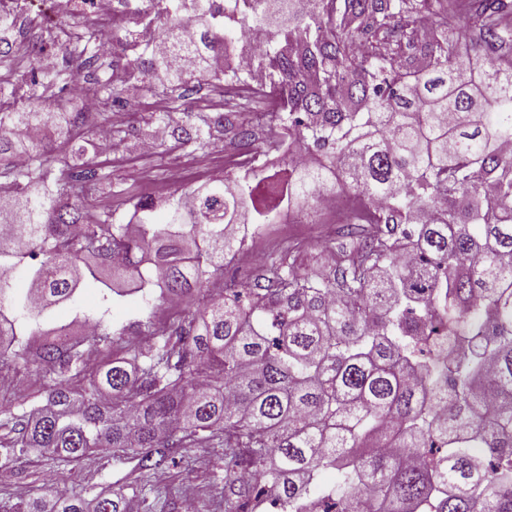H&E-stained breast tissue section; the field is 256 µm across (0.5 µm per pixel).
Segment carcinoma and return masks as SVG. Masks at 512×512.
<instances>
[{
  "mask_svg": "<svg viewBox=\"0 0 512 512\" xmlns=\"http://www.w3.org/2000/svg\"><path fill=\"white\" fill-rule=\"evenodd\" d=\"M450 2L224 0L221 12L213 0H168L154 23L184 65L145 50L116 60L93 85L104 108L92 124L59 93L94 50L61 43L66 63L43 71L46 40L18 56L15 20L0 15V68L12 74L0 98L28 88L20 110L0 112V370L42 373L44 395L28 411L0 403V469L34 450L59 463L110 451L130 474L157 472L206 445L224 449L229 512H512V55L500 53L512 4L463 0L480 69L450 39ZM245 29L263 37L261 88L215 66L237 56ZM141 74L153 83L140 91L163 93L168 112L203 82L238 96L237 112H188L178 125L150 113L145 125L167 127L175 145L203 151L226 128L247 142L254 124L239 114L270 108L267 142L287 134L319 161L291 154L282 178L251 157L243 176L185 191L188 206L174 198L163 224L147 197L122 216L95 211L88 198L110 173L95 162L94 127ZM39 129L66 138L68 154L33 139ZM340 189L357 211L339 266L302 273L292 249L264 284L210 292L240 225ZM127 279L147 304L176 297L194 310L162 328L147 313V350L101 318L83 340H58L64 325L14 347L5 311L39 325L76 291L110 296ZM91 350L102 356L94 370ZM88 493L50 486L0 512L170 505L131 482Z\"/></svg>",
  "mask_w": 512,
  "mask_h": 512,
  "instance_id": "carcinoma-1",
  "label": "carcinoma"
}]
</instances>
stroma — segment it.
<instances>
[{"label": "stroma", "instance_id": "1", "mask_svg": "<svg viewBox=\"0 0 512 512\" xmlns=\"http://www.w3.org/2000/svg\"><path fill=\"white\" fill-rule=\"evenodd\" d=\"M167 105L155 96H139L129 100L126 110L117 116L115 128L123 132L129 147L118 156H104L102 162L112 176L111 196H99L95 204L104 208L108 204H120L140 197L156 201L159 209L157 222L168 219V205L177 190L197 187L207 179L208 170L229 164L242 149L262 154L266 135L262 128H255L248 147H241L232 134L216 141L209 149L188 152L178 149L166 154L142 153L138 148L140 138L147 127L141 121L144 112H163ZM182 167L180 185L168 181L172 163ZM347 220L345 210L325 212L309 205L296 211L294 220L284 221L282 214L271 215L267 224L261 225L259 234L248 236L243 248L234 260L224 268L225 283H253L262 280L268 262L294 248L301 254L314 255L332 242L341 240L340 228ZM106 315L113 328L126 329L129 341L141 343L136 333V323L144 309L140 294L134 293L113 300L110 309H103L95 289L81 290L74 302L54 309L50 323L60 326L70 323L75 314ZM183 461L177 468L146 474L145 480L159 487L188 485L189 493L198 504V512H224L220 502V487L214 482L216 474L224 469V458L211 448H188L183 450ZM55 477L60 488H72L78 484H90L99 488L112 483L117 471L112 467L110 456L104 455L55 470L51 461L27 457L15 463L10 474L0 478V500L15 502L29 489L45 484L47 477Z\"/></svg>", "mask_w": 512, "mask_h": 512}]
</instances>
